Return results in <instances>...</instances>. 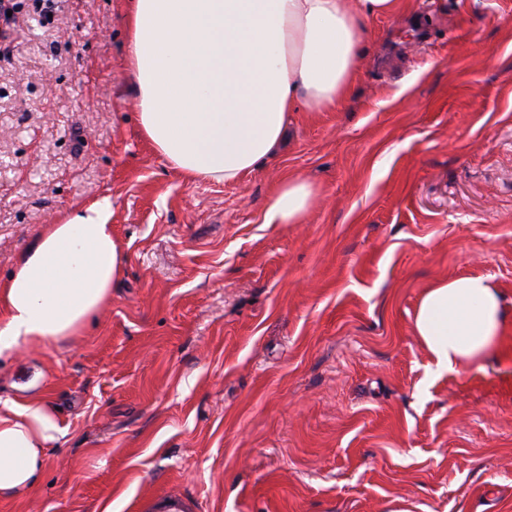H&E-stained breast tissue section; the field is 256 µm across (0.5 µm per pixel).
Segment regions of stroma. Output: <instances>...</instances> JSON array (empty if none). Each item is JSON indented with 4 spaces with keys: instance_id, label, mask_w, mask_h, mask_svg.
Listing matches in <instances>:
<instances>
[{
    "instance_id": "stroma-1",
    "label": "stroma",
    "mask_w": 512,
    "mask_h": 512,
    "mask_svg": "<svg viewBox=\"0 0 512 512\" xmlns=\"http://www.w3.org/2000/svg\"><path fill=\"white\" fill-rule=\"evenodd\" d=\"M129 9L22 0L0 48V281L95 200L125 257L81 335L0 356V400L68 429L0 512H512V330L439 374L414 334L464 275L512 321V0L364 20L349 95L233 184L142 138ZM289 176L317 203L265 223Z\"/></svg>"
}]
</instances>
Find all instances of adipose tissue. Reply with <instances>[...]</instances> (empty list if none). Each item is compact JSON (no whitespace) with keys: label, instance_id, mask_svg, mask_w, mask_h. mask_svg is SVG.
Returning a JSON list of instances; mask_svg holds the SVG:
<instances>
[{"label":"adipose tissue","instance_id":"obj_1","mask_svg":"<svg viewBox=\"0 0 512 512\" xmlns=\"http://www.w3.org/2000/svg\"><path fill=\"white\" fill-rule=\"evenodd\" d=\"M404 0H131L128 66L139 129L164 163L190 180L235 183L281 148L293 113L324 112L351 90L364 52L359 24ZM318 196L288 177L266 209L270 224H302ZM99 201L45 225L0 283V354L79 334L124 270ZM490 277L426 288L414 333L437 370L494 350L508 327ZM45 400L0 405V499L30 493L50 443L64 436Z\"/></svg>","mask_w":512,"mask_h":512}]
</instances>
